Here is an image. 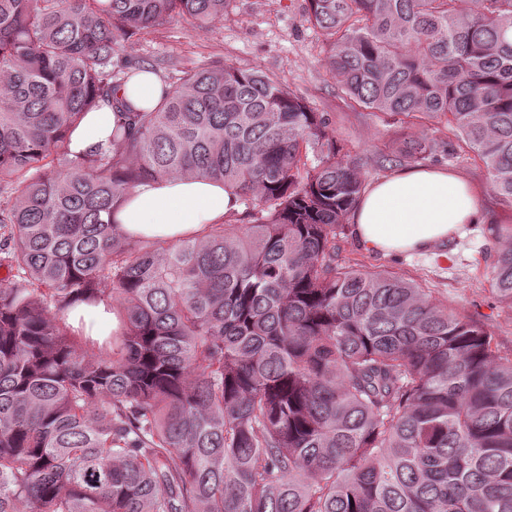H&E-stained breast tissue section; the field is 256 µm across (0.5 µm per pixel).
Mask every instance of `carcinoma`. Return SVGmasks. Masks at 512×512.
Instances as JSON below:
<instances>
[{"instance_id":"carcinoma-1","label":"carcinoma","mask_w":512,"mask_h":512,"mask_svg":"<svg viewBox=\"0 0 512 512\" xmlns=\"http://www.w3.org/2000/svg\"><path fill=\"white\" fill-rule=\"evenodd\" d=\"M232 0H0V512H512V354L336 238L365 160L274 75L174 76L85 152L69 133L131 77L121 42ZM353 108L442 124L380 168L465 156L512 203V0H307ZM224 185L243 224L126 237L138 185ZM489 292L512 309V224ZM83 302L114 312L93 338ZM89 308L84 305L77 306L70 314V319L75 327L80 326V317L84 316L85 328L84 332L87 336H101L112 322V329L116 327V319L114 314L105 312L103 307L95 314H90Z\"/></svg>"}]
</instances>
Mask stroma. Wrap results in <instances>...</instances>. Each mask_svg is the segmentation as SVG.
<instances>
[{"label":"stroma","mask_w":512,"mask_h":512,"mask_svg":"<svg viewBox=\"0 0 512 512\" xmlns=\"http://www.w3.org/2000/svg\"><path fill=\"white\" fill-rule=\"evenodd\" d=\"M306 0H233L222 22L201 28L181 19L122 41L118 60L154 66L162 80L201 64H232L275 75L291 92L329 113L347 147L370 158L367 182L384 177L372 160L392 134L389 116L355 110L341 99L322 65V38L305 20ZM442 168L461 176L480 202L484 223L468 224L454 239L421 254H377L345 231L336 239L344 265L387 270L428 288L432 299L489 326L501 354L512 353V309L491 298L483 250L492 247L493 224H512V204L490 187L483 167L463 158L445 159Z\"/></svg>","instance_id":"1"}]
</instances>
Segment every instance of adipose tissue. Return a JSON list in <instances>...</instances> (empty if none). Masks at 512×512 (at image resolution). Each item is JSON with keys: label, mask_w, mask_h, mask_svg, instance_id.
Returning <instances> with one entry per match:
<instances>
[{"label": "adipose tissue", "mask_w": 512, "mask_h": 512, "mask_svg": "<svg viewBox=\"0 0 512 512\" xmlns=\"http://www.w3.org/2000/svg\"><path fill=\"white\" fill-rule=\"evenodd\" d=\"M165 90L152 72H140L117 92L133 110H150ZM118 121L109 105L89 112L71 134V148L83 152L107 142ZM222 185L201 178H170L133 189L114 210L112 221L125 235L174 241L201 234L239 211ZM479 204L454 171L408 167L372 183L350 215L355 238L366 250L414 253L448 240L478 221Z\"/></svg>", "instance_id": "1"}]
</instances>
